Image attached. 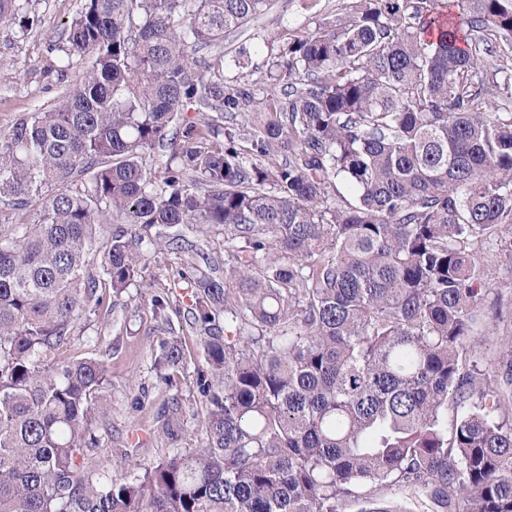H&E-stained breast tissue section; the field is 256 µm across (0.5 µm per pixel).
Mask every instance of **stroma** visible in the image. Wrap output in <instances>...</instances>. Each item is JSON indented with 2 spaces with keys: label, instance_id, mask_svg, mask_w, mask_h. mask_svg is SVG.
<instances>
[{
  "label": "stroma",
  "instance_id": "obj_1",
  "mask_svg": "<svg viewBox=\"0 0 512 512\" xmlns=\"http://www.w3.org/2000/svg\"><path fill=\"white\" fill-rule=\"evenodd\" d=\"M347 3L269 0L257 20L225 37L221 46L225 83L257 87L253 109L266 112V73L282 45L343 15ZM83 4L84 0H32L31 8L41 23L29 31L0 22V127L56 102L79 82L81 65L61 69L48 46ZM176 232L192 241L194 250L146 248L141 277L121 294L107 296L103 308L83 317L74 331L72 354L103 361L112 381L109 417L99 430L101 445L94 451L100 469L106 471L118 458L117 449H131V456L121 460L122 471L137 473L171 448L196 447L202 437L198 419L189 416L181 438L171 441L157 415L171 399H178L185 408L199 399L195 372L202 358L199 338L187 319L190 284L204 271L223 278L230 247L220 227L210 228L204 235L182 225ZM482 260L489 291L473 329L474 359L478 368L499 384L512 371V357L501 346L502 339L512 336V232H501L487 245ZM156 296L170 300L159 315L152 306ZM175 337L185 342L186 362L175 386L169 388L159 379L154 357L160 342Z\"/></svg>",
  "mask_w": 512,
  "mask_h": 512
}]
</instances>
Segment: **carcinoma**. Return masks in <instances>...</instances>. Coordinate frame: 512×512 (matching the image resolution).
<instances>
[{
    "mask_svg": "<svg viewBox=\"0 0 512 512\" xmlns=\"http://www.w3.org/2000/svg\"><path fill=\"white\" fill-rule=\"evenodd\" d=\"M445 2L351 0L288 41L245 149L254 94L214 49L268 0H85L50 45L88 58L80 82L0 128V512H412L378 506L395 488L512 512V389L479 386L467 347L484 244L512 228V0ZM0 21L39 18L0 0ZM107 216L233 245L224 282L191 285L201 442L109 477L106 367L59 353L141 276ZM184 356L160 345L163 384Z\"/></svg>",
    "mask_w": 512,
    "mask_h": 512,
    "instance_id": "obj_1",
    "label": "carcinoma"
}]
</instances>
